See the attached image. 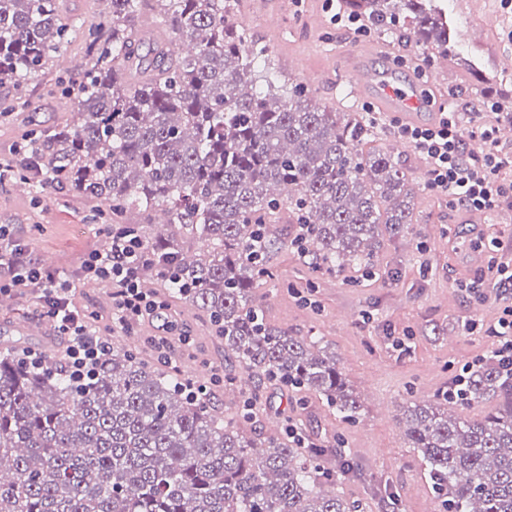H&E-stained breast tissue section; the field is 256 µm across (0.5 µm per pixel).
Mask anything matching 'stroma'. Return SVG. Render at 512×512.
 <instances>
[{
    "instance_id": "35a3bbf8",
    "label": "stroma",
    "mask_w": 512,
    "mask_h": 512,
    "mask_svg": "<svg viewBox=\"0 0 512 512\" xmlns=\"http://www.w3.org/2000/svg\"><path fill=\"white\" fill-rule=\"evenodd\" d=\"M240 6L249 12L247 39L266 47L267 66L278 84L303 83L332 112H358L363 104H375L372 96L353 97L349 84L324 85L316 79L317 70L355 44L331 23L324 0H240ZM448 7L470 57L487 75L508 76L506 88L512 92V66L506 63L512 57V5L449 0ZM370 42L381 45L395 77L411 76L417 64L438 75V83L423 86L424 100L468 111L469 95H448L463 75L455 63L435 64L428 50L412 42H384L375 35ZM400 56L407 66L396 65ZM58 74L54 68L32 76L19 100L10 84L0 85V97L14 102L11 113L0 118V163L16 161L33 131L70 119L69 85L58 82ZM376 147L404 159L420 191L414 199L415 224L405 236L384 241L375 274L367 277L355 269L315 274L297 254L282 251L271 261L274 281L257 290L270 327L321 337L360 401V419L344 421L324 400L267 384L259 396L257 427L280 435L290 421L315 445L325 446L327 464L341 471L338 490L360 503L361 512H444L441 496L407 446L404 412L413 403L435 402L462 366H478L490 354L495 339L487 331L506 301L493 287L475 301L463 283L488 275L492 256L480 255L472 264L468 255L472 239L495 233L498 219L489 215L481 224L469 223L468 210L426 189V161L401 138L382 133ZM96 207L75 192L47 184L37 192L12 181L0 185V224L11 225L34 259L54 255L55 268L74 286V303L93 313V328L115 349L149 353L147 337L161 334L163 325L174 320L196 346L180 364L182 379L209 382L219 365L237 380L246 378L242 366L225 360L209 322L188 302H170L135 333L113 329L109 293L83 281L79 265L87 248L103 243L102 226L93 219ZM42 319L29 294L1 299L0 351L21 347L41 355L64 348L61 337L24 336L16 330Z\"/></svg>"
}]
</instances>
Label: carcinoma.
Returning <instances> with one entry per match:
<instances>
[{"label":"carcinoma","mask_w":512,"mask_h":512,"mask_svg":"<svg viewBox=\"0 0 512 512\" xmlns=\"http://www.w3.org/2000/svg\"><path fill=\"white\" fill-rule=\"evenodd\" d=\"M342 2L375 34L474 67L443 0ZM110 4L85 33L70 89L79 122L30 137L49 156V181L118 219L135 211L149 223L163 209L169 223L154 238L135 228L173 279L150 267L143 280L191 301L258 383L303 389L356 420L336 357L316 336L267 326L257 285L273 253L294 249L277 224L284 211L303 228L312 271L372 275L384 237L414 223L418 188L400 159L372 148L368 116L316 109L302 83L275 85L259 69L263 49L229 22L230 0ZM148 11L192 50L173 55L139 32ZM77 23L59 0H0V84L22 92ZM466 379L459 394L408 410V447L448 512H512V375L490 360ZM489 399L483 417L448 414ZM320 458L257 432L251 415L224 421L129 352L106 353L79 382L51 357L34 369L0 356V512H357Z\"/></svg>","instance_id":"obj_1"}]
</instances>
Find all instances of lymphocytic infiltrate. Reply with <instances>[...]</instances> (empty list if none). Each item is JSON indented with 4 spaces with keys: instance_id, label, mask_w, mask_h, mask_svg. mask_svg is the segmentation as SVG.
Returning a JSON list of instances; mask_svg holds the SVG:
<instances>
[{
    "instance_id": "1",
    "label": "lymphocytic infiltrate",
    "mask_w": 512,
    "mask_h": 512,
    "mask_svg": "<svg viewBox=\"0 0 512 512\" xmlns=\"http://www.w3.org/2000/svg\"><path fill=\"white\" fill-rule=\"evenodd\" d=\"M493 104L464 115L455 107H440L438 120L428 126L398 124L399 137L425 154L429 161L427 185L452 198L455 204L480 212L512 208V150L501 148L487 116ZM480 141L481 152L467 150L468 141ZM150 255L130 227L111 224L103 247L89 250L81 262L84 280L104 288L112 298V324L130 332L159 310L164 300L144 291L140 283ZM28 290L36 303L68 341L65 363L71 378L89 377L92 367L111 344L91 327V313L71 299L68 280L60 272L41 267L26 247L0 226V294Z\"/></svg>"
}]
</instances>
